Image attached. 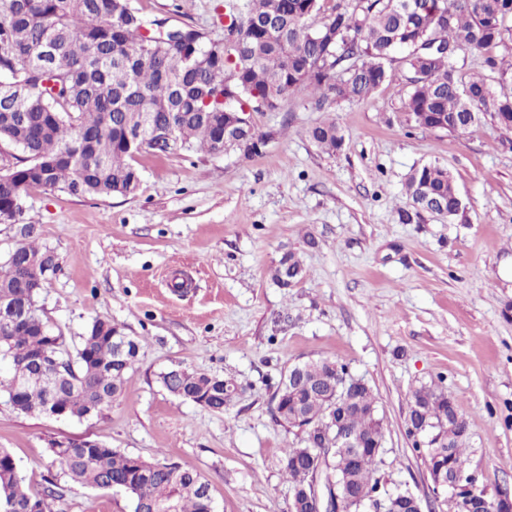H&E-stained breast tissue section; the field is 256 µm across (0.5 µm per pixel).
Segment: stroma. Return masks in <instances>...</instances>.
<instances>
[{
    "mask_svg": "<svg viewBox=\"0 0 512 512\" xmlns=\"http://www.w3.org/2000/svg\"><path fill=\"white\" fill-rule=\"evenodd\" d=\"M129 5L224 37V0ZM403 93L398 77L360 101L291 93L251 113L267 137L258 153L145 149L129 196L28 190L20 221L57 261L38 314L70 350L97 319L138 345L101 414H25L0 392V448L31 492L54 479L53 512H131L125 493L87 489L54 462L52 443L86 439L200 472L218 512H289L282 458L297 436L276 423L274 396L288 367L311 359L348 364L375 395L385 490L448 512L407 434L415 389L438 381L467 421V467L512 494V132L489 120L466 133L417 127ZM327 118L345 137L333 154L307 134ZM426 163L448 168L462 209L401 223L405 182ZM287 253L303 276L282 288L273 273ZM177 275L188 288L174 290ZM178 366L240 392L220 413L177 397L159 376Z\"/></svg>",
    "mask_w": 512,
    "mask_h": 512,
    "instance_id": "1",
    "label": "stroma"
}]
</instances>
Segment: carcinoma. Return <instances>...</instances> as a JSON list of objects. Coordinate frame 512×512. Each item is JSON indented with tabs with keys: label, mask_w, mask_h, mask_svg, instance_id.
<instances>
[{
	"label": "carcinoma",
	"mask_w": 512,
	"mask_h": 512,
	"mask_svg": "<svg viewBox=\"0 0 512 512\" xmlns=\"http://www.w3.org/2000/svg\"><path fill=\"white\" fill-rule=\"evenodd\" d=\"M228 0L224 6L239 19L238 42L219 43L220 52L201 56L193 66L173 44L193 32L190 25H169L164 34L151 32L145 16L125 0H0V11L15 21L0 31V144L22 152L14 164L0 168V218L8 222L22 211V197L30 188L44 187L73 196L129 195L140 185L132 164L134 154L126 141L136 138L155 151L166 153L177 145L216 149L217 127L202 116L222 112L219 97L224 85L236 91L237 112L276 111L289 93L307 91L319 100H364L393 79L390 65L401 54L404 64L402 108L418 126L462 133L484 116L501 126H512V0ZM273 22V31L250 25L252 20ZM429 42L428 52L414 50ZM456 52H482L500 48L501 57L488 56L490 75L467 84L459 81ZM52 46L46 56L42 48ZM319 148L341 150L344 136L336 122L327 120L309 129ZM44 183L27 182L31 167L51 159ZM406 193L418 204L415 212L400 214L404 224L428 212L438 200L453 208L457 191L444 167L425 164L410 175ZM36 235H23L14 254L0 265V316L12 308L18 321L0 334V360L10 364V375L0 377V389L14 409L42 413L47 401L45 379L35 362L46 344L54 345L61 361L58 401L72 415H97L123 390V377L133 360L112 361L109 339L123 333L112 327V337L98 333L104 325L94 321L81 336L72 356L38 315L29 288L42 269L26 266L28 257L46 256ZM302 273L300 261L284 255L273 277L283 288ZM296 384H279L275 421L288 426L286 417L300 415L313 434L283 450V468L292 485V501L302 500L305 477L322 464L337 474L344 487V509L356 512L373 503L380 512H403L396 502L387 510V493L377 477L382 463V421L376 399L363 382L351 385L338 402L336 421L360 441L359 453L334 450V434L318 429L324 422L325 395L348 366L327 359L300 364ZM171 393L186 400H203L205 408L224 411L238 393L236 385L196 371L172 369L160 374ZM408 426L426 423L444 433L442 447L408 431L416 449H426L428 465L444 472L470 474L465 465L469 429L458 412L456 399L435 385H422L413 393ZM70 478L94 490L110 485L130 497L132 512L144 499L158 512H207L201 490L209 487L202 475L168 460L147 461L104 445L87 448L70 443L51 449ZM10 452L0 448V512H28L35 501L38 512H51L55 490L47 486L33 494L18 472L6 469Z\"/></svg>",
	"instance_id": "carcinoma-1"
}]
</instances>
